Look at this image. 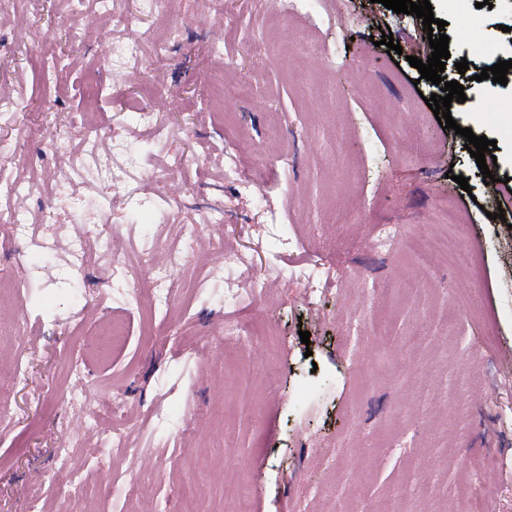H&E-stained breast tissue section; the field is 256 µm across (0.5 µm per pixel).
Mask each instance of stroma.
I'll list each match as a JSON object with an SVG mask.
<instances>
[{
	"label": "stroma",
	"instance_id": "obj_1",
	"mask_svg": "<svg viewBox=\"0 0 512 512\" xmlns=\"http://www.w3.org/2000/svg\"><path fill=\"white\" fill-rule=\"evenodd\" d=\"M223 2L206 14L198 0H172L157 16L141 0H117L135 40L168 41L166 56L146 60L132 82L124 44L94 0L76 12L68 0H0V94L14 103L0 111V142L44 184L24 199L25 214H60L44 227L48 248L0 223V284L28 279L46 303L40 310L0 295V318L31 328L0 336V512H31L39 499L52 512H134L145 500L155 512H175L188 484L199 512H233L232 492L244 482L252 512H328L330 495L335 512H452L464 477L485 512H512V371L502 362L512 350V71L504 85L480 77L512 59V0L482 8L430 0L449 38L443 78L467 96L451 116L497 143L492 190L465 138L440 126L424 102L437 87L408 62L432 53L422 19L379 0H320L318 13L296 15L284 33L268 0ZM467 25L483 30L492 52L469 51L460 36ZM385 33L401 52L375 46ZM216 44L223 55H214ZM59 56L69 58L67 69L44 75L43 61ZM463 59L464 76L455 67ZM91 83L108 90L93 109L82 94ZM134 108L145 113L143 125L127 123ZM272 123L275 140L266 136ZM406 124L431 139L427 153L400 150ZM86 128L100 134L98 161L85 170L89 188L75 206L50 190L60 166L47 144L79 142ZM144 141L150 150H140ZM190 154L221 161L222 172L184 167L160 199L145 203L132 191L126 208L94 220L105 195L97 168L121 163L141 182L154 166ZM229 168L247 169L266 189L267 209L252 207ZM452 207L468 216L463 235L476 271L440 258L418 299L385 293L390 281H417L419 265L402 245L375 252L366 241L386 224L405 235L442 231ZM132 210L140 223L128 221ZM190 223L193 245L181 241ZM60 236L82 238L100 260L74 263ZM213 237L235 250L236 265L211 250ZM117 243L152 249L159 264L170 247L183 248L169 303L153 316L137 309L135 294L151 272L112 265L108 249ZM308 267L328 275L314 294L299 276ZM253 277L268 280L260 298L225 304L228 281ZM75 280L87 287L78 298L69 293ZM189 280L205 282L207 293L187 297ZM113 314L125 317L127 335L101 364L91 345ZM244 316L254 335L230 341L226 322ZM19 349L26 364L17 376ZM262 364L278 370L276 391L248 377ZM477 365L487 387L471 394L461 378ZM81 388L119 401L123 413L107 425L130 445L149 442V455L128 464L72 399ZM464 396L474 413L450 421L449 407ZM67 450L99 495L81 502L58 487Z\"/></svg>",
	"mask_w": 512,
	"mask_h": 512
}]
</instances>
